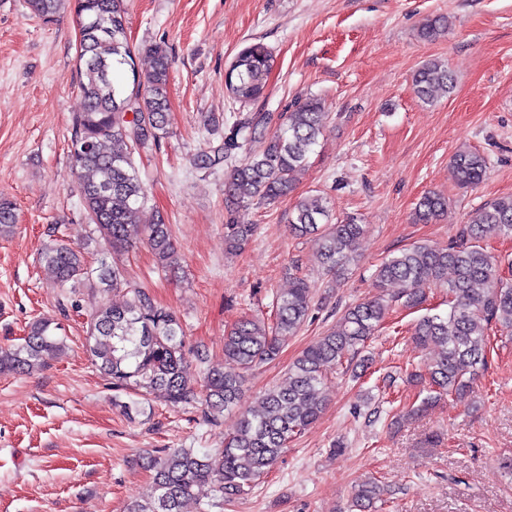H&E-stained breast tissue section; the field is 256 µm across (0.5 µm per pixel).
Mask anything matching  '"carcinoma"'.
<instances>
[{
    "mask_svg": "<svg viewBox=\"0 0 512 512\" xmlns=\"http://www.w3.org/2000/svg\"><path fill=\"white\" fill-rule=\"evenodd\" d=\"M26 7L32 18L44 24L67 8L77 20L84 106L72 117V143L78 144V150L71 153V167L81 181L83 206L100 244L118 254L144 234L158 265L174 270L179 253L164 215L157 211L151 224H141L146 189L134 162L137 149L156 144L167 134V50L157 43L142 46L140 52L153 59V66L138 70L127 36V0H26ZM447 30L448 20L435 16L425 21L419 36L434 41ZM274 63L271 52L259 44L242 49L225 75L231 97L249 102L262 96ZM413 86L419 99L430 102L438 91L452 93L454 78L448 66L430 60L416 70ZM324 118L320 100L308 98L282 115L272 133L261 114L233 127L224 141V160L242 140L261 139L264 148L233 166L224 182L225 200L247 207L290 195L296 175L318 145ZM451 166L458 184L468 187L482 180L487 161L465 149L452 156ZM447 207L448 197L427 192L416 203L415 218L432 222ZM15 226L13 203L0 197V236L13 234ZM289 229L294 236L314 242L325 273L336 278L348 270L353 244L366 225L352 220L331 223L329 202L316 195L297 200ZM253 232L252 224L228 225L226 251L241 248ZM489 236L512 237V197L489 200L475 209L460 230L459 243L414 245L378 265L372 275L377 293L344 309L336 324L288 367L286 382L263 392L261 410L240 417L236 430L224 438V447L202 454L190 448H161L145 455L142 465L152 472V483L146 495L127 504L124 512H183L184 502L203 486L211 489L212 500L206 506L212 508L252 488L288 443L325 409L323 367L353 360L392 306L400 302L414 308L423 303L426 284L447 289L448 313L425 315L414 328L418 347L438 350L424 371L412 374L429 390L420 407L428 406L436 395L468 397L487 364L489 327L496 324L512 332V282L501 277L498 259L479 245ZM41 263L61 287L86 274L84 258L57 239L44 248ZM392 283L403 291L387 294ZM98 284L105 291L120 289L126 295L121 306L99 301L87 321L86 351L110 379L112 389L157 395L174 404H201L211 422L212 412L235 408L244 386L243 372L274 360L288 337L299 331L312 299L307 279L295 276L292 288L276 296L270 321L244 317L225 331L224 359L237 370L206 369L201 397L185 377V335L176 314L129 280L116 261L101 264ZM62 346L52 323L38 319L22 343L0 346V373H25L44 364ZM383 495L378 480L364 479L354 485L352 507L373 512L376 503H386Z\"/></svg>",
    "mask_w": 512,
    "mask_h": 512,
    "instance_id": "carcinoma-1",
    "label": "carcinoma"
}]
</instances>
